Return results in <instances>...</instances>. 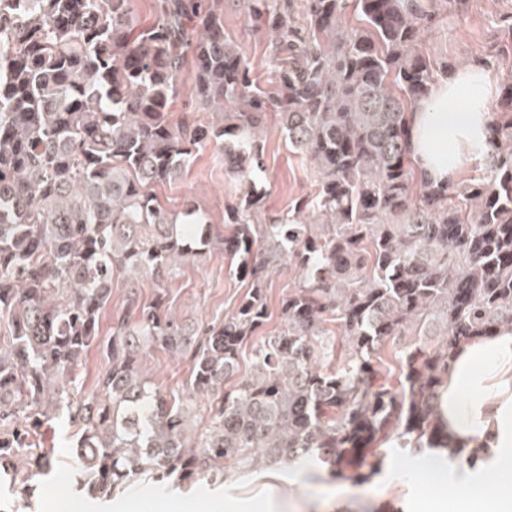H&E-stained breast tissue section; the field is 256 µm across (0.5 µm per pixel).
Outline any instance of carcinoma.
Instances as JSON below:
<instances>
[{"label":"carcinoma","mask_w":512,"mask_h":512,"mask_svg":"<svg viewBox=\"0 0 512 512\" xmlns=\"http://www.w3.org/2000/svg\"><path fill=\"white\" fill-rule=\"evenodd\" d=\"M242 2L271 44L272 96L224 33V0H157L144 28L131 0H0V482L24 497L58 463L44 441L54 418L73 429V477L93 500L134 481L221 479L230 460L243 473L317 460L359 483L395 433L416 452L448 447L454 346L512 327V78L489 113L483 175L437 183L416 176L407 136L408 112L454 72L417 49L431 0H356L360 30L344 26L348 0H306L302 28L290 0ZM505 32L489 56L512 74ZM190 58L194 100L216 121L175 125ZM270 111L317 188L261 223ZM210 144L242 186L222 232L155 193ZM216 243L248 290L201 331L164 288ZM282 268L294 278L271 328ZM116 278L136 318L116 317L103 344ZM99 345L109 365L86 392L80 367ZM150 348L191 355L185 396L142 374ZM202 395L217 403L192 438ZM291 283V275L289 276L288 271H283L280 274H277L272 279L270 288H268L267 297L270 310L273 312V320L269 327H273L279 323L278 318V307L279 302L282 297L283 292L288 287V284Z\"/></svg>","instance_id":"obj_1"}]
</instances>
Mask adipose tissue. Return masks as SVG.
Here are the masks:
<instances>
[{"label":"adipose tissue","instance_id":"1","mask_svg":"<svg viewBox=\"0 0 512 512\" xmlns=\"http://www.w3.org/2000/svg\"><path fill=\"white\" fill-rule=\"evenodd\" d=\"M494 93L476 66L437 80L408 114L410 153L432 179L452 177L487 137ZM441 419L449 447L412 459L414 476L451 489L448 512H512V328L460 345L448 367Z\"/></svg>","mask_w":512,"mask_h":512}]
</instances>
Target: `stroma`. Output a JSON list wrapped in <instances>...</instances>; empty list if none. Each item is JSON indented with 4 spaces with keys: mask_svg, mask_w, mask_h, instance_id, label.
Masks as SVG:
<instances>
[{
    "mask_svg": "<svg viewBox=\"0 0 512 512\" xmlns=\"http://www.w3.org/2000/svg\"><path fill=\"white\" fill-rule=\"evenodd\" d=\"M435 13L436 22L423 36L421 53L438 63L473 67L500 42L499 20L512 16V0H465L461 12L439 7ZM224 30L250 63L252 78L262 89L274 92L267 43L250 27L237 0H224ZM266 126L264 171L257 175L255 183L264 195L263 215L278 216L287 211L291 199L314 192V173L301 155L289 150L275 119H268ZM240 191V184L224 172L221 152L208 146L200 150L180 180L158 187L157 195L161 204L170 209L180 208L183 201H192L209 216L211 223L220 225L224 222L225 205ZM245 291L244 283L230 272L223 251L213 249L203 260L183 266L168 288L167 300L171 310L184 321L204 326L221 322ZM142 362L144 372L165 391L185 394L191 369L189 359H175L154 349L147 351ZM410 456L406 449L390 452L388 468L360 484L342 478L329 481L324 471L309 473L293 484L287 469L280 466L245 474L228 464L223 481L208 489L212 501L208 507L198 506V492L193 487L173 488L165 494L143 498L137 496L135 486L131 485L111 502L99 503L90 501L75 484L61 486L51 477L33 497L31 512H211L215 504L222 512H308L307 505L314 499L325 502L324 512H336L335 506L326 503L327 491L332 486L351 490L357 512H372L371 499L382 496L384 490L394 485L416 500L435 497V489L411 477L407 470Z\"/></svg>",
    "mask_w": 512,
    "mask_h": 512,
    "instance_id": "35a3bbf8",
    "label": "stroma"
}]
</instances>
